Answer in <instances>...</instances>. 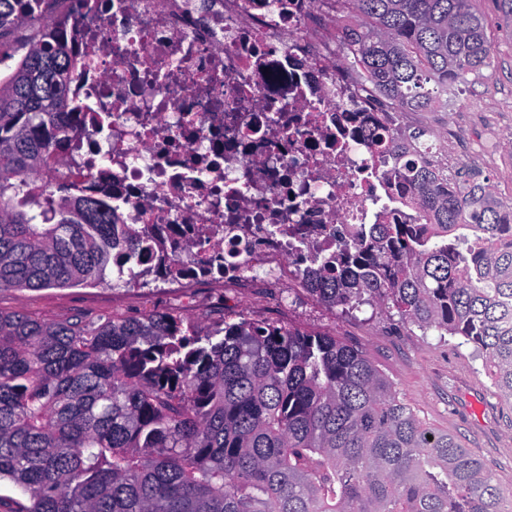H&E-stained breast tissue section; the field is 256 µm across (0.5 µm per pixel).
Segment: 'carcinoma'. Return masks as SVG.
<instances>
[{"mask_svg":"<svg viewBox=\"0 0 512 512\" xmlns=\"http://www.w3.org/2000/svg\"><path fill=\"white\" fill-rule=\"evenodd\" d=\"M354 68L396 112H430L491 63L470 0H345ZM20 0H0V290L136 285L149 238L119 224L89 170L32 177L69 150L58 114L81 57L58 30L21 50ZM387 130L375 153L426 224L385 213L318 259L308 292L367 304L486 357L512 401V227L485 184H459ZM17 512H512L495 475L426 425L367 354L322 332L246 317L204 332L169 313L37 319L0 310V481Z\"/></svg>","mask_w":512,"mask_h":512,"instance_id":"1","label":"carcinoma"}]
</instances>
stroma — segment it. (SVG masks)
Returning <instances> with one entry per match:
<instances>
[{
  "label": "stroma",
  "mask_w": 512,
  "mask_h": 512,
  "mask_svg": "<svg viewBox=\"0 0 512 512\" xmlns=\"http://www.w3.org/2000/svg\"><path fill=\"white\" fill-rule=\"evenodd\" d=\"M488 24L490 68L467 75L434 111L403 112L410 128L443 131L448 137V171L488 184L499 200L512 202V12L499 0H473ZM196 303L185 306L177 291L164 288L91 287L0 291V309L63 320L75 313L137 317L166 312L212 328L228 316L282 322L328 332L361 348L430 426L454 435L491 469L503 488H512V402L494 393L485 360L458 337H439L401 322L395 313L363 306L353 314L314 301L283 302L275 289L254 303L228 300L223 290L200 285Z\"/></svg>",
  "instance_id": "35a3bbf8"
}]
</instances>
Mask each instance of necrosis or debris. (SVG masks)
Masks as SVG:
<instances>
[{"instance_id":"obj_1","label":"necrosis or debris","mask_w":512,"mask_h":512,"mask_svg":"<svg viewBox=\"0 0 512 512\" xmlns=\"http://www.w3.org/2000/svg\"><path fill=\"white\" fill-rule=\"evenodd\" d=\"M341 0H26L83 60L78 150L121 223L181 261L168 283L305 294L337 229L402 191L368 135L388 113L352 72Z\"/></svg>"}]
</instances>
